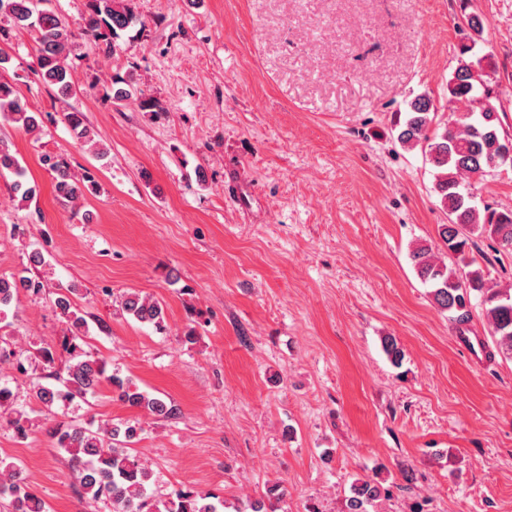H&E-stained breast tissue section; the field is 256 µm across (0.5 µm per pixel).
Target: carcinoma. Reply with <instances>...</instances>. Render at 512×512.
Instances as JSON below:
<instances>
[{"instance_id":"obj_1","label":"carcinoma","mask_w":512,"mask_h":512,"mask_svg":"<svg viewBox=\"0 0 512 512\" xmlns=\"http://www.w3.org/2000/svg\"><path fill=\"white\" fill-rule=\"evenodd\" d=\"M37 0H0V19H7L19 30L29 32L36 44L37 64L43 82L57 89L62 96L81 91L72 79L67 56L73 33L68 23L51 9H39ZM89 19L86 32L99 43L106 54H113L120 33L141 23L127 0H89ZM472 47L460 48L457 65L448 80L451 102H464L467 109L458 113L442 132L429 134L433 118L431 102L421 96L412 103L411 112L400 126L397 139L409 148H421L429 163L436 169L435 190L448 215V223L439 226L443 246L453 254H464L475 244L474 238L486 236L502 249L512 251V210L491 211L479 218L473 204L470 179H482L497 169L493 160L499 156L504 140V110L497 96L482 79L484 68L492 67L491 57L475 60L469 57ZM106 98L115 105L130 99L146 110L153 102L137 95L133 78L115 74L106 89ZM73 139L82 147L96 144L94 134L86 124L84 114L73 111L63 114ZM0 121L17 129L33 132L38 128L34 113L18 96L14 86L0 80ZM43 167L53 176L56 196L74 203L94 193L95 177L88 171L72 173L64 156L45 154ZM12 176L11 186L24 203L36 195V187L27 181V173L9 148L0 144V175ZM410 260L422 284L429 288L433 302L452 316L460 335H465L470 321L472 296L481 297L490 333L499 351L512 358V292L487 286L485 275L472 262L448 266L436 260L432 249L423 244L410 251ZM43 283L22 275L0 276V315L20 292L40 294ZM70 288L55 293L52 308L66 325L67 335L61 347L69 360L56 368L57 351L38 347L27 355L16 354L7 346V336H0V365L29 379L31 391L41 407L51 412L64 408L75 400H86L102 385L118 392L121 401L157 419H174L179 410L166 399L139 390L129 378L108 369L107 360L84 348L86 320L72 298ZM129 318L153 326L158 331L167 327L163 303L137 290H128L118 300ZM382 347L395 365L404 354L396 339L384 337ZM30 419L13 392L0 386V426H7L24 437ZM143 427L136 418L107 423L95 429L74 424H60L52 431L58 449L69 456L75 485L84 501L95 504L107 500L112 512H224L225 501L209 498L191 490H178L169 498L150 493L153 470L138 455L133 446L139 442ZM389 495V490L372 479H357L346 499L345 512H375L377 504ZM9 500L11 512H49L47 503L26 483L22 468L16 464L0 466V500Z\"/></svg>"}]
</instances>
